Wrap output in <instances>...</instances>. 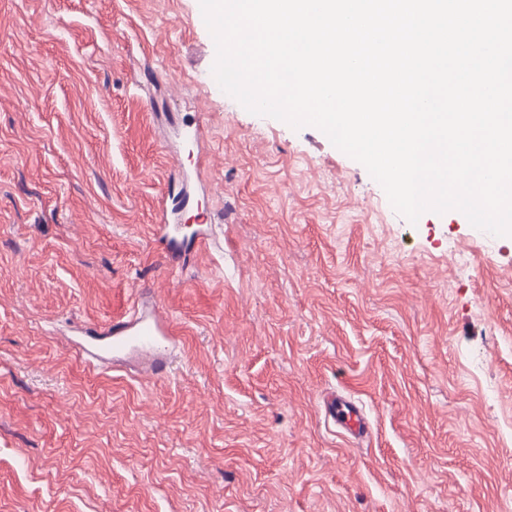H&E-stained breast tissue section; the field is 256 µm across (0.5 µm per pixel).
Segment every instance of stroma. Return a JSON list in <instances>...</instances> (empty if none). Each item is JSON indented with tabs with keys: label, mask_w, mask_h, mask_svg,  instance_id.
<instances>
[{
	"label": "stroma",
	"mask_w": 512,
	"mask_h": 512,
	"mask_svg": "<svg viewBox=\"0 0 512 512\" xmlns=\"http://www.w3.org/2000/svg\"><path fill=\"white\" fill-rule=\"evenodd\" d=\"M215 59L199 0H0V512H512V236L410 222ZM141 303L168 374L91 367ZM325 412L336 426L348 431L352 436L363 439L369 434V427L355 404L332 401L325 403Z\"/></svg>",
	"instance_id": "stroma-1"
}]
</instances>
